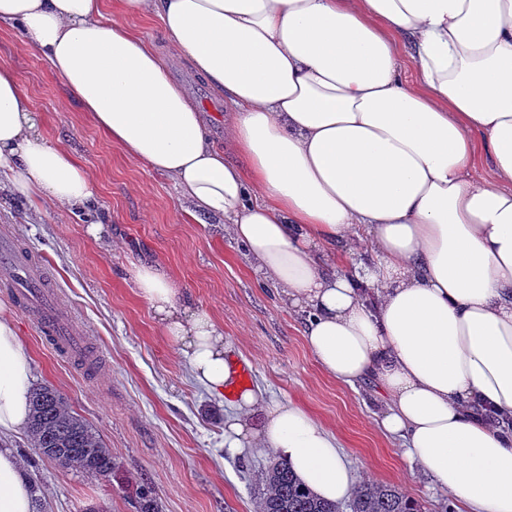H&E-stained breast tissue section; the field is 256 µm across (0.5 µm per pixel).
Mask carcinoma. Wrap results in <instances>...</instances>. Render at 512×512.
<instances>
[{
    "label": "carcinoma",
    "mask_w": 512,
    "mask_h": 512,
    "mask_svg": "<svg viewBox=\"0 0 512 512\" xmlns=\"http://www.w3.org/2000/svg\"><path fill=\"white\" fill-rule=\"evenodd\" d=\"M26 433L32 448L63 468L92 477H110L116 469L111 449L52 386L31 389ZM259 482L258 512H422L417 501L398 487L383 483L359 485L344 503L324 500L306 488L285 461L262 470ZM137 504L138 512H159L148 486L140 487Z\"/></svg>",
    "instance_id": "cac0c4a2"
}]
</instances>
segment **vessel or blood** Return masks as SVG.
<instances>
[{
	"instance_id": "obj_1",
	"label": "vessel or blood",
	"mask_w": 512,
	"mask_h": 512,
	"mask_svg": "<svg viewBox=\"0 0 512 512\" xmlns=\"http://www.w3.org/2000/svg\"><path fill=\"white\" fill-rule=\"evenodd\" d=\"M50 275L44 260L20 250L11 237L0 238V288L16 306L31 316L40 336L60 354L75 352L77 337L71 334V320L63 318L49 291Z\"/></svg>"
}]
</instances>
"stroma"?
<instances>
[{
    "instance_id": "obj_1",
    "label": "stroma",
    "mask_w": 512,
    "mask_h": 512,
    "mask_svg": "<svg viewBox=\"0 0 512 512\" xmlns=\"http://www.w3.org/2000/svg\"><path fill=\"white\" fill-rule=\"evenodd\" d=\"M0 64L12 67L50 141L67 146L92 174L90 205L64 210L0 191V236L18 240L49 265L60 310L86 332L84 351L67 358L42 339L30 318L0 291L32 364L34 384L57 388L99 434L119 465L95 478L38 457L26 433L12 435L25 476L35 482L38 512H137L136 488L149 485L161 512H256V479L274 463L264 448L224 445L230 396H216L191 375L164 335L128 270L145 260L164 269L186 298L211 313L233 358L252 369V388L305 409L340 441L356 481L400 487L422 512H458V502L403 454L400 439L376 424L381 400L373 382L337 383L304 340V316L258 280L243 247L220 225L192 224L173 181L131 160L66 99L43 54L18 30L0 28ZM173 80L201 103L209 133L224 141V100L189 63L167 58ZM106 234L93 237L92 223Z\"/></svg>"
}]
</instances>
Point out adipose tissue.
I'll return each mask as SVG.
<instances>
[{"label":"adipose tissue","mask_w":512,"mask_h":512,"mask_svg":"<svg viewBox=\"0 0 512 512\" xmlns=\"http://www.w3.org/2000/svg\"><path fill=\"white\" fill-rule=\"evenodd\" d=\"M105 5L0 0V27L44 54L112 144L174 180L195 223H223L253 273L306 313L324 372L373 380L377 421L410 462L464 512H512V0H115L112 19ZM139 16L158 18L173 55L223 96L236 160L125 25ZM3 180L35 208L95 195L7 65ZM337 246L375 263L348 268ZM131 277L195 379L217 395L234 385L212 315L152 265ZM31 382L0 308V435L26 427ZM224 443L271 449L320 498L352 493L336 437L298 405L239 393ZM0 512H36L2 442Z\"/></svg>","instance_id":"1"}]
</instances>
